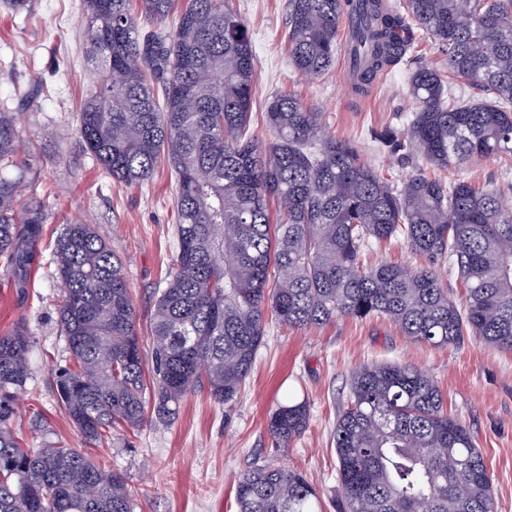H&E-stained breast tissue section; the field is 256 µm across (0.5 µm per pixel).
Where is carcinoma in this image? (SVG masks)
<instances>
[{
	"label": "carcinoma",
	"instance_id": "obj_1",
	"mask_svg": "<svg viewBox=\"0 0 512 512\" xmlns=\"http://www.w3.org/2000/svg\"><path fill=\"white\" fill-rule=\"evenodd\" d=\"M130 2L85 0L88 60L102 79L80 107L79 131L125 185L147 183L168 163L178 252L153 313L150 384L112 248L76 222L49 254L64 283L58 326L67 353L54 384L87 443L117 426L168 424L197 389L235 400L270 314L297 330L382 315L413 343L457 346L468 336L512 352V185L430 173L512 157V0H288V52L302 77L330 69L347 18L355 20L352 91L404 67L407 127L372 134L420 161L399 183L327 135L321 114L291 94L267 106V145L248 136L253 42L224 0H187L167 34L141 27L166 23L174 0H138L135 13ZM417 33L439 45L447 69L415 55ZM459 80L482 98L455 94ZM28 168L16 117L0 109V256L21 304L45 260L43 207L24 195ZM397 237L427 264L365 262L367 245ZM448 262L464 283L462 305L440 278ZM31 347L22 323L0 335V512H133L124 477L91 456L20 447L13 423ZM308 422L307 402L290 399L270 415L268 433L286 448ZM333 444L342 512H496L474 436L415 365L355 369ZM236 500L239 512H316L318 494L300 472L268 462L239 476Z\"/></svg>",
	"mask_w": 512,
	"mask_h": 512
}]
</instances>
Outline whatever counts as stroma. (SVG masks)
I'll return each mask as SVG.
<instances>
[{
	"label": "stroma",
	"mask_w": 512,
	"mask_h": 512,
	"mask_svg": "<svg viewBox=\"0 0 512 512\" xmlns=\"http://www.w3.org/2000/svg\"><path fill=\"white\" fill-rule=\"evenodd\" d=\"M249 29L255 52L249 133L271 138L265 120L277 93L295 95L321 112L332 137L353 144L368 164L400 181L414 162L392 155L371 136L402 127L408 109L404 70L380 76L371 91L352 95L334 65L320 80L301 77L288 59V0H226ZM83 0H30L13 14L0 0V108L16 112L26 147L35 159L25 195L44 202L42 248L51 251L62 225L92 224L123 263L145 353H152L150 321L158 292L177 254L175 175L160 165L139 187L117 183L86 150L77 122L79 104L98 87L85 58ZM63 285L53 266L35 270L24 307L0 257V333L25 323L34 339L32 378L19 393L16 431L31 451L61 445L90 453L108 471L121 473L134 512H238L235 481L273 461L301 471L315 487L322 512H339L338 462L331 433L349 401V376L365 363H411L443 389L448 411L474 435L490 473L497 512H512V353L468 340L433 347L407 340L379 317L339 319L296 330L270 321L253 370L229 404L207 391L189 394L167 426L114 429L108 440L86 445L59 407L53 377L63 365L65 343L57 326ZM307 400L309 426L290 447H276L269 415L286 394Z\"/></svg>",
	"instance_id": "1"
}]
</instances>
